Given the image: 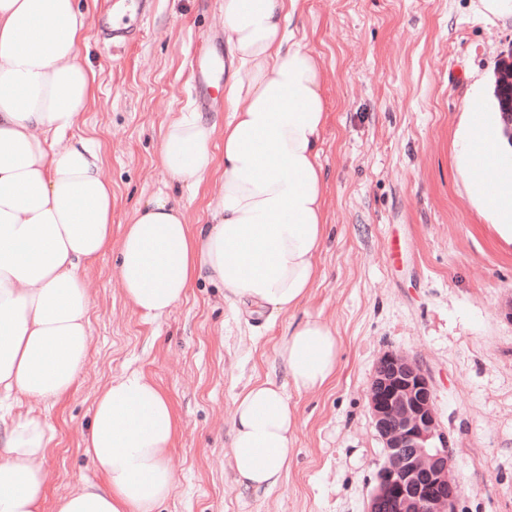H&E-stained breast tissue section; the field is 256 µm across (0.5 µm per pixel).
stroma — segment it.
Returning a JSON list of instances; mask_svg holds the SVG:
<instances>
[{"instance_id": "stroma-1", "label": "stroma", "mask_w": 512, "mask_h": 512, "mask_svg": "<svg viewBox=\"0 0 512 512\" xmlns=\"http://www.w3.org/2000/svg\"><path fill=\"white\" fill-rule=\"evenodd\" d=\"M79 46L94 95L66 138L93 140L112 186V238L160 193L186 220L208 215L221 182L190 191L160 167L161 135L194 113L223 127V103L202 108L196 52H228L223 0H155L135 43L110 47L97 29L104 0H76ZM478 0H301L289 29L322 70L328 120V242L323 276L300 308L335 329L340 368L325 387L291 393L298 430L282 482L236 484L229 434L235 394L282 378L274 348L288 324L235 313L222 289L197 280L157 322L125 301L117 248L80 270L91 288L92 345L78 383L56 404L0 401L10 416L54 428L42 465L43 512L77 484L100 483L81 450L97 393L138 370L172 402L176 483L157 512H364L383 461L368 402L380 357L401 352L432 380L438 422L455 449L459 512H512V245L473 204L453 160L464 93L512 65V21H482Z\"/></svg>"}]
</instances>
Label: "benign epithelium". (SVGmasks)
Here are the masks:
<instances>
[{"instance_id":"1","label":"benign epithelium","mask_w":512,"mask_h":512,"mask_svg":"<svg viewBox=\"0 0 512 512\" xmlns=\"http://www.w3.org/2000/svg\"><path fill=\"white\" fill-rule=\"evenodd\" d=\"M368 399L385 462L365 512H458L453 449L439 426L427 373L408 356L388 352L376 367Z\"/></svg>"}]
</instances>
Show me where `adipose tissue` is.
Wrapping results in <instances>:
<instances>
[{"label": "adipose tissue", "instance_id": "ef3b65f1", "mask_svg": "<svg viewBox=\"0 0 512 512\" xmlns=\"http://www.w3.org/2000/svg\"><path fill=\"white\" fill-rule=\"evenodd\" d=\"M300 0H224L236 66L224 88L223 139L201 115L169 123L159 163L197 188L224 150L223 189L206 223L158 194L112 239V187L86 140L63 144L93 96L80 61L84 18L75 0H0V394L54 404L79 381L91 342V293L83 263L118 244L116 278L148 320L168 315L206 279L251 315L289 316L275 356L283 381L248 383L234 398L231 460L244 489L265 492L288 470L297 431L289 391L327 385L340 360L321 318L293 321L322 276L326 125L322 73L287 24ZM493 77L465 100L454 163L469 196L512 244V148L503 135ZM177 425L170 399L133 371L97 396L82 452L102 481L76 486L55 512H156L176 478ZM41 416H0V512H41L53 438Z\"/></svg>", "mask_w": 512, "mask_h": 512}]
</instances>
